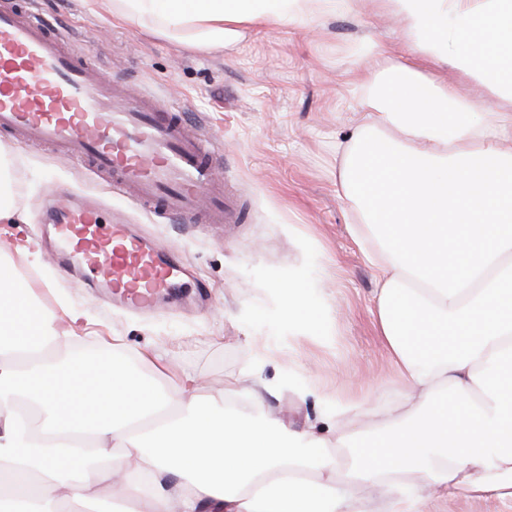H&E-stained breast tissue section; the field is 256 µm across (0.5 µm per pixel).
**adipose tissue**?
I'll return each mask as SVG.
<instances>
[{
    "label": "adipose tissue",
    "instance_id": "obj_1",
    "mask_svg": "<svg viewBox=\"0 0 512 512\" xmlns=\"http://www.w3.org/2000/svg\"><path fill=\"white\" fill-rule=\"evenodd\" d=\"M191 48L353 10L357 0H92ZM408 49L357 57L361 118L336 193L377 279L375 323L398 407H329L326 434L244 420L171 373L178 400L133 372L50 355L58 318L0 256V512H431L437 497L512 502V0H371ZM452 66L496 106L492 120ZM289 332L317 329L301 280L275 283Z\"/></svg>",
    "mask_w": 512,
    "mask_h": 512
}]
</instances>
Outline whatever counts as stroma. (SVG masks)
I'll list each match as a JSON object with an SVG mask.
<instances>
[{"label":"stroma","mask_w":512,"mask_h":512,"mask_svg":"<svg viewBox=\"0 0 512 512\" xmlns=\"http://www.w3.org/2000/svg\"><path fill=\"white\" fill-rule=\"evenodd\" d=\"M39 7L96 53L106 78L133 95L161 98L222 143L224 180L242 207L237 224L170 223L86 168L0 134V157L24 218L0 223V248L15 252L36 240L41 263L31 267L16 256V266L41 289L48 309L64 305L84 314L74 329L79 343L59 342L53 354L108 350L117 336L135 353L133 370H148L137 351H158L165 358L158 379L172 370L196 377L204 399L223 397L226 383L248 374L254 393L233 394L240 415L271 412L298 431L324 430L322 391L345 397L372 388L378 404L395 405L398 395L381 387L390 365L373 315L376 280L336 196V146L356 127V49L372 39L401 48L399 22L361 0L357 13L323 17L318 31L274 26L202 52L149 25L114 20L89 0H39ZM65 188L96 196L106 212L124 213L140 235L187 260L204 295L190 292L165 310L133 313L61 274L43 220L47 197ZM299 272L322 335L289 336L278 320L270 288Z\"/></svg>","instance_id":"obj_1"}]
</instances>
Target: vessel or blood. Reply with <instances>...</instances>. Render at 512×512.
Wrapping results in <instances>:
<instances>
[{
    "mask_svg": "<svg viewBox=\"0 0 512 512\" xmlns=\"http://www.w3.org/2000/svg\"><path fill=\"white\" fill-rule=\"evenodd\" d=\"M0 133L55 148L166 218L202 210L211 224L239 219L219 144L163 101L106 84L95 55L75 50L34 0H0ZM46 218L56 227L54 259L82 270L113 304L149 310L180 287V259L154 251L121 218L105 221L95 201L59 197Z\"/></svg>",
    "mask_w": 512,
    "mask_h": 512,
    "instance_id": "1",
    "label": "vessel or blood"
}]
</instances>
